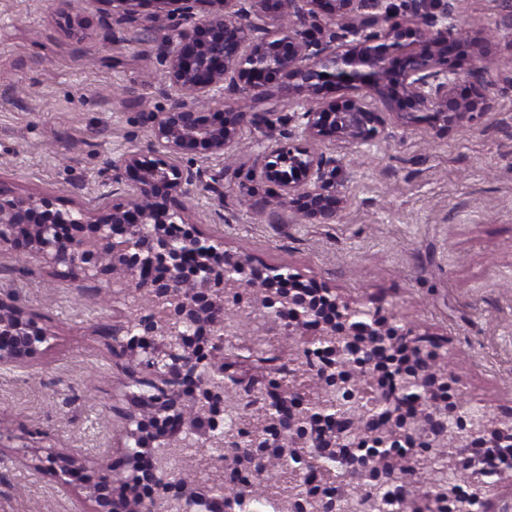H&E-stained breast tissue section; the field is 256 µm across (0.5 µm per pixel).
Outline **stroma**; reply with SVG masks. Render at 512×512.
I'll return each instance as SVG.
<instances>
[{
    "label": "stroma",
    "mask_w": 512,
    "mask_h": 512,
    "mask_svg": "<svg viewBox=\"0 0 512 512\" xmlns=\"http://www.w3.org/2000/svg\"><path fill=\"white\" fill-rule=\"evenodd\" d=\"M451 2L474 31L512 21V0ZM138 11L136 22L108 21L98 0H83L71 35L46 0H0V197L47 194L70 209L93 197L113 150H147L146 115L169 101L145 73L153 0ZM491 77L494 107L468 131L422 123L382 133L364 153L337 150L349 206L331 224L262 209L244 149L184 162L224 174V217L200 215L201 232L438 335L456 392L497 414L512 409V83ZM0 293L52 333L27 366L0 368V434L33 433L45 453L78 450L102 475L121 455L120 414L131 408L112 360L111 289L5 249ZM17 457L0 450V512H99L83 486L63 493Z\"/></svg>",
    "instance_id": "35a3bbf8"
}]
</instances>
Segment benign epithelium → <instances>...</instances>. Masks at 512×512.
I'll return each instance as SVG.
<instances>
[{
	"instance_id": "benign-epithelium-1",
	"label": "benign epithelium",
	"mask_w": 512,
	"mask_h": 512,
	"mask_svg": "<svg viewBox=\"0 0 512 512\" xmlns=\"http://www.w3.org/2000/svg\"><path fill=\"white\" fill-rule=\"evenodd\" d=\"M403 23L392 21L391 0H182L179 19L164 26L157 45L164 64L160 86L170 106L148 115L146 153L112 154L102 174L104 191L72 210L54 207L47 195L0 199V247L65 265L71 275L112 283L122 326L112 334V356L125 359L124 397L141 413L124 414V437L162 449L154 465L125 448L122 467L133 472L116 498L105 497L112 475L93 487L106 512H176L197 498V476L213 492L251 465L255 449L270 466L289 465L304 481L307 448L340 454L358 439L370 447L362 484L343 485L341 512H373L367 491L398 474L406 463H428L425 448L464 447L477 500L458 512H492L493 488L512 483V467L485 480L473 456L481 440L512 443V412L484 407L471 423L449 424L457 409L436 398V383L457 380L437 340L412 327L396 329L376 311H363L323 287L336 306L335 319L293 295L297 276L278 266L254 265L246 253L194 228L173 235L170 227L194 223V187L203 171L181 164L188 154L222 159L245 131L252 141L251 179L270 186L268 197L307 224L338 219L347 199L336 193V157L322 150L370 147L380 131L428 121L465 129L476 112L492 108L484 83L458 94L456 55L468 49L480 62L477 40L457 25L444 0H405ZM64 27L79 24L73 0H48ZM342 91L345 99L324 95ZM288 130L273 139L268 131ZM256 336H282L297 351L317 352L334 362L303 366L295 381L263 383L268 365ZM49 340L32 314L13 296H0V365L21 367ZM400 346L418 356L414 371H395L382 382L374 364ZM238 401L246 414L249 454L224 460V437L214 434L213 412ZM25 466L53 475L61 488L85 480L86 460L49 452L25 458ZM286 512H336L323 495L291 499ZM401 512H435L433 496L406 499Z\"/></svg>"
}]
</instances>
